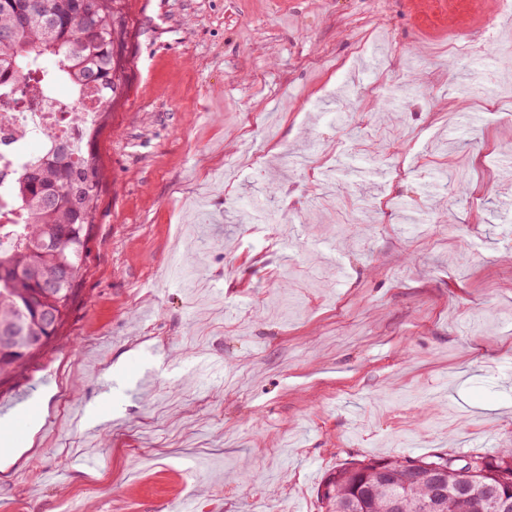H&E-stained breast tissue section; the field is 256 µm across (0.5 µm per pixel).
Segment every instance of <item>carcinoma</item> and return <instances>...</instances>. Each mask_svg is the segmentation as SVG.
<instances>
[{
    "instance_id": "cac0c4a2",
    "label": "carcinoma",
    "mask_w": 512,
    "mask_h": 512,
    "mask_svg": "<svg viewBox=\"0 0 512 512\" xmlns=\"http://www.w3.org/2000/svg\"><path fill=\"white\" fill-rule=\"evenodd\" d=\"M17 0H0V102H18L25 85L41 75L45 81L64 80L78 97L100 95L96 119L86 133L79 156L69 162L37 154L29 159L12 187L15 221L0 223V326L14 320L43 337L46 347L63 324L77 287L86 273V253L104 173L97 137L105 114L117 104L127 82L130 0H24L26 18ZM79 40L82 53L72 50ZM42 288L38 309L25 306L26 297ZM35 356L21 346L0 344V374L23 373ZM484 461L472 477V492L494 488L512 493V448L495 455L464 457L434 453L352 460L326 474L319 497L322 512H390V496L399 493L419 506L429 489L410 478L409 464L445 467L448 496L442 512H475L469 497L458 495V469L465 458Z\"/></svg>"
}]
</instances>
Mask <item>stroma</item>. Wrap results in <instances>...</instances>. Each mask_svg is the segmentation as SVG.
<instances>
[{
  "label": "stroma",
  "mask_w": 512,
  "mask_h": 512,
  "mask_svg": "<svg viewBox=\"0 0 512 512\" xmlns=\"http://www.w3.org/2000/svg\"><path fill=\"white\" fill-rule=\"evenodd\" d=\"M511 20L132 0L87 274L0 375L41 420L0 512H319L350 460L512 446Z\"/></svg>",
  "instance_id": "35a3bbf8"
}]
</instances>
